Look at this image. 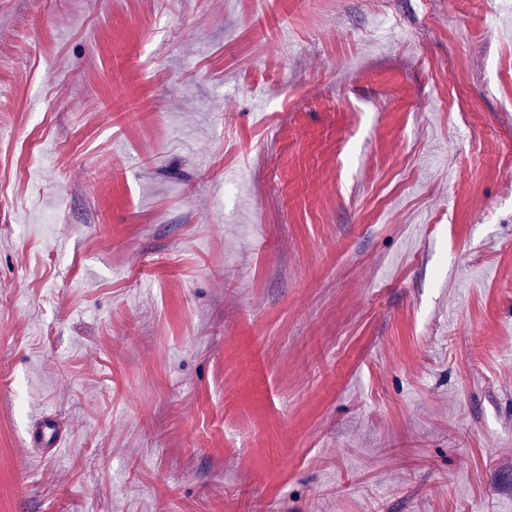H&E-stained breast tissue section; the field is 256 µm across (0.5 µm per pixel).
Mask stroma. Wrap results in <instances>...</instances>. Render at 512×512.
Wrapping results in <instances>:
<instances>
[{
    "label": "stroma",
    "mask_w": 512,
    "mask_h": 512,
    "mask_svg": "<svg viewBox=\"0 0 512 512\" xmlns=\"http://www.w3.org/2000/svg\"><path fill=\"white\" fill-rule=\"evenodd\" d=\"M509 150L499 0H0V512H512Z\"/></svg>",
    "instance_id": "obj_1"
}]
</instances>
